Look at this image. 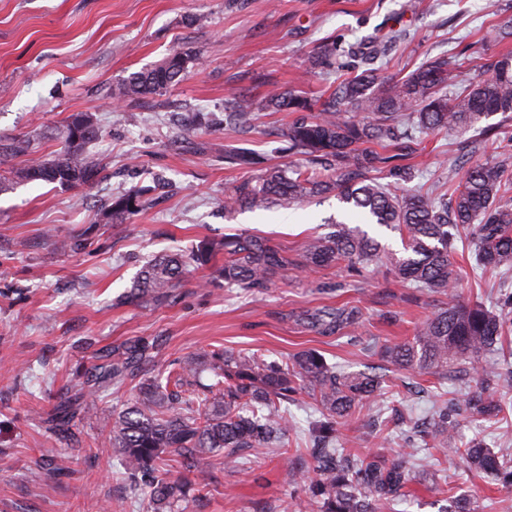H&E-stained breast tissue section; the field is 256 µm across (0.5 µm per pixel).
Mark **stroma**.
Wrapping results in <instances>:
<instances>
[{
  "label": "stroma",
  "mask_w": 512,
  "mask_h": 512,
  "mask_svg": "<svg viewBox=\"0 0 512 512\" xmlns=\"http://www.w3.org/2000/svg\"><path fill=\"white\" fill-rule=\"evenodd\" d=\"M512 15V0H0V137L38 135L37 154L59 150L66 118L87 112L101 135L90 150L109 168L107 181L65 189L36 181L16 184L13 169L23 156H0V512H146L129 488L109 431L112 415L133 402L134 384L112 387L74 427L75 445L60 442L46 424L61 392L76 390L82 373L102 349L136 336L159 338V370L190 355L230 348L267 360L314 350L349 371L381 364L368 350L371 337L399 342L440 305L438 295L398 283L386 265L357 271L339 262L315 269L294 267L249 296L215 280L213 265L186 278L177 297L139 307L121 302L148 260L204 238L235 233L260 236L288 257L302 243L327 233L340 219L365 228L386 253L402 256L400 233L368 223L335 196H315L289 207L226 211L224 194L242 171L224 162V147L252 149L271 165H293L298 156L278 153L276 129L290 112L259 111L250 131L224 125V106L247 95L262 100L292 89L323 99L332 76L311 66L325 38L342 47L394 29L399 33L383 60V79L404 76L427 60L456 55L464 79L512 50V38L491 31ZM205 24H198V17ZM193 49L179 84L135 102L113 104L112 86L151 68L171 51ZM495 160L512 154V119L501 122L496 144L481 128L454 137L423 134L406 160L411 188L447 192L459 181L462 154ZM144 209L112 224L101 205L111 193L153 185ZM86 245L57 251L55 239ZM453 261L462 270L457 298L490 301L493 272L473 268L469 246ZM352 304L362 308L358 328L324 337L296 322L303 311ZM402 387L377 395V408L408 406L422 416L434 402V379L404 371ZM460 445L479 441L512 454V413L486 422L459 416ZM56 446L54 462L42 450ZM285 445L294 447V439ZM275 449L254 453L243 469L216 461L208 496L187 512H286L304 492L290 455ZM473 500L477 512H512V492L470 473L448 457L444 468L417 471L409 483L407 512H437L443 485Z\"/></svg>",
  "instance_id": "1"
}]
</instances>
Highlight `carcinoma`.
I'll list each match as a JSON object with an SVG mask.
<instances>
[{"label":"carcinoma","instance_id":"carcinoma-1","mask_svg":"<svg viewBox=\"0 0 512 512\" xmlns=\"http://www.w3.org/2000/svg\"><path fill=\"white\" fill-rule=\"evenodd\" d=\"M388 45L370 41L367 47L337 48L336 40L322 41L313 57L316 68L351 71L324 101L295 91L266 96L263 108L288 111L296 117L278 133L279 152L298 154L304 164L263 166L261 157L247 149L229 148L224 161L247 177L233 184L224 207L228 210L291 206L303 199L333 192L368 215L372 223L405 235L407 256L384 259L377 240L358 227L337 224L301 246L299 264L323 267L343 260L352 267L387 261L404 285L448 296L445 306L423 321L416 335L401 343L381 346V357L400 370L420 372L438 384H465L477 377L478 389L434 407L402 437L403 447L388 459L378 453L354 455L337 446L338 426L346 422L363 400L382 390L383 376L348 372L313 351L279 363L240 351H213L200 359L187 357L175 364L165 379L151 375L161 343L134 337L101 352L74 395L59 398L50 422L61 437L92 410V403L112 386L136 382L137 398L112 417V448L131 479L133 491L147 500L148 512H186L191 498L202 496L210 484L212 460L224 454V468L243 465L250 451L272 448L293 430L283 405L305 392L316 402L321 418L312 427L310 447L299 456L310 459L315 476L304 495L294 499L289 512H394L406 497L416 455L423 448L452 453L468 470L490 474L512 491V460L479 442L456 446L457 416L481 419L502 410L512 394V349L504 344L512 334V289H498L495 309L455 300L460 273L452 261L455 241L463 230L476 236L474 258L488 270L512 274V194L506 188L507 170L499 161H475L462 171L451 198L440 201L425 194L399 195L372 177L386 168L397 182L410 178V167L398 163L415 152L413 136L401 126L421 133L446 131L463 135L480 122L512 113V53L492 61L481 78L462 86L453 96L441 91L459 83V65L441 55L392 82L379 93L378 62ZM194 56L175 50L156 66L135 72L112 88L116 102L134 101L178 84ZM256 104L237 97L227 112V124L238 130L253 125ZM86 112L69 115L63 126V147L49 158L31 159L13 172L19 182L42 181L65 188L91 185L106 177L103 159L87 145L100 134L98 124H87ZM391 146L387 155L368 148ZM31 139H0V156L28 155ZM151 188H134L113 196L105 206L111 221L122 223L144 207ZM224 253L216 278L226 288L260 292L272 278L288 272L291 262L275 247L251 235L204 239L186 251L163 254L139 272L126 295L130 304L147 306L172 297L193 268L211 264ZM355 306L318 308L303 324L321 336H331L357 324ZM489 354L501 361L485 360ZM204 371L214 383L196 392L189 386ZM182 458L189 480L166 476V455ZM439 512H476L470 499L445 498Z\"/></svg>","mask_w":512,"mask_h":512}]
</instances>
